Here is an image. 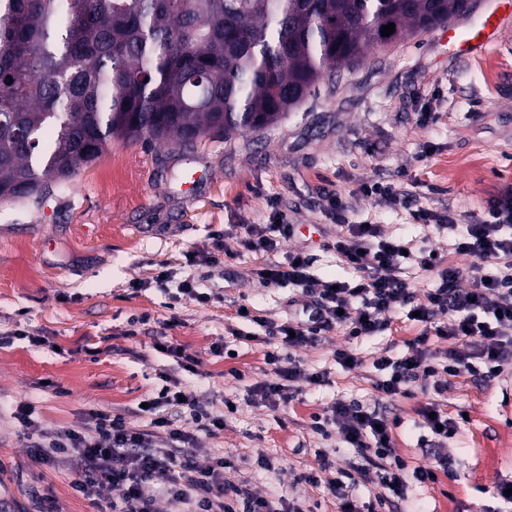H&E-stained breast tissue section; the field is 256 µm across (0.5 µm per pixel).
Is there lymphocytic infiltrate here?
Wrapping results in <instances>:
<instances>
[{"mask_svg": "<svg viewBox=\"0 0 512 512\" xmlns=\"http://www.w3.org/2000/svg\"><path fill=\"white\" fill-rule=\"evenodd\" d=\"M367 195L411 207L419 221L444 231L455 218L437 215L414 205L412 195L380 182H366ZM328 208L342 232L334 248L340 260L356 272L354 282L332 285L311 273L306 253L290 251L286 260L273 262L258 272L269 287L284 284L302 288L311 299L301 312L289 313L275 332L282 346L299 348L315 341L320 332L342 327L350 337L375 336L397 309L410 307L419 322L432 325L435 335L454 340L445 350L413 348L399 358L382 355L373 366L379 376L375 387L388 397L405 392L420 380L481 371L500 377L512 365V194L490 202L484 216L474 218L457 238V253L473 259L470 287H461L464 276L457 267H442L440 257L411 242L387 236L377 224H351L340 198L330 197ZM268 224H250L241 244L252 251L279 252L293 235L286 214L272 211ZM437 273L440 285L425 301L416 302L408 277L410 269ZM471 345L468 353L457 342ZM182 406L198 429L224 426V419L206 412L192 396L179 389L163 388L150 398L152 414L147 430L130 427L122 415L90 412L81 429L60 428L32 434L33 411L25 405L12 413L31 457L43 464H72L73 486L83 496L106 502L109 512H158L166 500L167 512H278L271 500L253 492L248 482L231 481L232 461L217 456L209 465L195 461L196 438L176 425L162 410ZM393 422L377 409L359 403L333 406L324 421L315 422L320 434L336 430L342 443L363 459L361 473H374L379 484L394 495H403L408 480L429 482V470H407L397 458L390 439ZM162 431L164 445H156L155 431Z\"/></svg>", "mask_w": 512, "mask_h": 512, "instance_id": "obj_1", "label": "lymphocytic infiltrate"}]
</instances>
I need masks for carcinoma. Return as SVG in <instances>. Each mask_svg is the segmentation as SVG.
I'll list each match as a JSON object with an SVG mask.
<instances>
[{
	"instance_id": "cac0c4a2",
	"label": "carcinoma",
	"mask_w": 512,
	"mask_h": 512,
	"mask_svg": "<svg viewBox=\"0 0 512 512\" xmlns=\"http://www.w3.org/2000/svg\"><path fill=\"white\" fill-rule=\"evenodd\" d=\"M467 9L468 0H0V202L40 197L114 139L187 148L274 126L368 48Z\"/></svg>"
}]
</instances>
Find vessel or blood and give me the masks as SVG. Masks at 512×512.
<instances>
[{"instance_id":"vessel-or-blood-1","label":"vessel or blood","mask_w":512,"mask_h":512,"mask_svg":"<svg viewBox=\"0 0 512 512\" xmlns=\"http://www.w3.org/2000/svg\"><path fill=\"white\" fill-rule=\"evenodd\" d=\"M512 24V0H489L483 19L474 27H447L448 52L455 57H472L494 46L505 25Z\"/></svg>"}]
</instances>
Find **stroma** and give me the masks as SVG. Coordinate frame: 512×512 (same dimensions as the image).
<instances>
[{
  "instance_id": "stroma-1",
  "label": "stroma",
  "mask_w": 512,
  "mask_h": 512,
  "mask_svg": "<svg viewBox=\"0 0 512 512\" xmlns=\"http://www.w3.org/2000/svg\"><path fill=\"white\" fill-rule=\"evenodd\" d=\"M370 179L394 184L436 214H452L456 232H436L413 210L365 196L361 185ZM510 192L512 28L471 58L449 56L436 28L368 51L322 80L274 127L211 136L189 151L115 140L47 196L0 203V337L14 338L0 344V512H36L41 495L55 512H99L73 489L71 469L30 459L11 416L17 406L33 408L37 430L79 426L93 410L146 430L151 417L139 404L158 395L166 372L224 418L223 429L198 432L200 465L227 458L236 465L231 480H249L253 492L313 512H341L343 497L363 503L383 492L380 484H359L340 497L300 482L317 467L318 451L335 473L358 459L338 436L317 434L314 417L337 402L386 405L400 419L392 430L397 456L408 468H431L435 438L419 412L441 399L450 417L467 416L441 450L448 471L411 485L393 512H505L498 489L512 484V377L465 373L449 378L440 395L417 382L387 398L374 386L379 354L401 357L421 337L432 350L451 345L425 335L424 323L401 311L373 338L352 340L336 328L294 349L300 394L265 401L257 388L275 379L265 360L271 326L309 297L288 284L266 287L256 272L273 255L236 238L242 225L269 223L279 206L295 230L287 249L303 250L318 279L353 280L333 249L340 228L327 198L335 194L350 223L379 224L465 270L472 260L455 252L457 233ZM220 233L224 251L216 247ZM190 252L216 262L188 267ZM162 271L171 275L164 290L152 284ZM190 274L210 293L208 304L179 295L178 282ZM242 305L248 318L237 315ZM165 342L184 346L198 360V374L164 354ZM342 349L354 353V367L337 362ZM318 372L325 382L308 383ZM261 458L271 469L258 466Z\"/></svg>"
}]
</instances>
